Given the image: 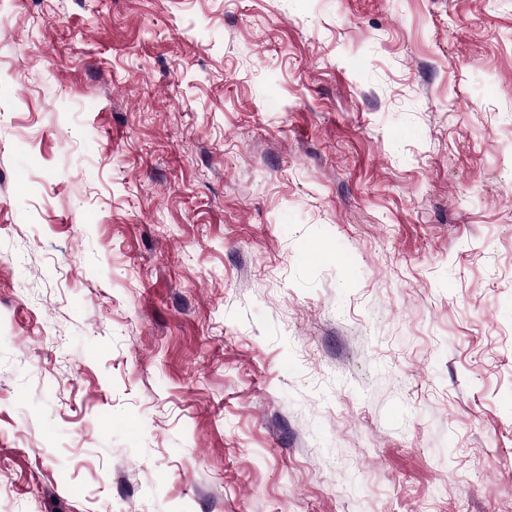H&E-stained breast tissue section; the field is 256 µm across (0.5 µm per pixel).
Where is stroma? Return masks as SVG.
Returning <instances> with one entry per match:
<instances>
[{
    "label": "stroma",
    "mask_w": 512,
    "mask_h": 512,
    "mask_svg": "<svg viewBox=\"0 0 512 512\" xmlns=\"http://www.w3.org/2000/svg\"><path fill=\"white\" fill-rule=\"evenodd\" d=\"M0 512H512V0H0Z\"/></svg>",
    "instance_id": "stroma-1"
}]
</instances>
